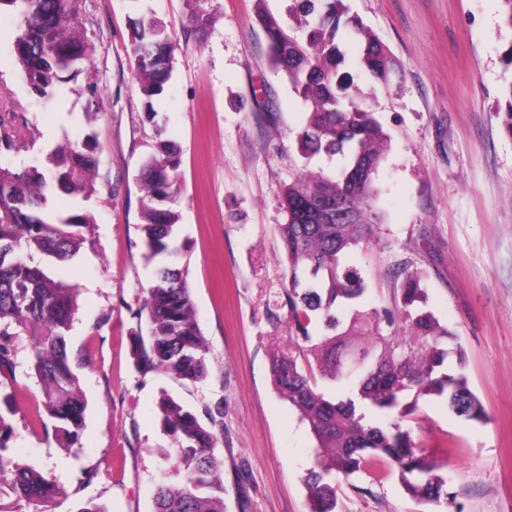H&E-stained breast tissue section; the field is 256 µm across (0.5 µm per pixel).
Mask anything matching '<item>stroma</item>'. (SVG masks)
Segmentation results:
<instances>
[{"instance_id": "obj_1", "label": "stroma", "mask_w": 512, "mask_h": 512, "mask_svg": "<svg viewBox=\"0 0 512 512\" xmlns=\"http://www.w3.org/2000/svg\"><path fill=\"white\" fill-rule=\"evenodd\" d=\"M292 0H204L203 33L189 0H148L179 46L172 76L148 122L127 54L132 0H85L93 65L63 97L42 99L22 80L13 53L17 25L0 13V105L25 114L33 148L0 153L12 169L51 167L63 139L93 137L101 158L96 193L77 200L94 222L88 241L59 276L76 286L70 331L86 401L81 444L61 447L32 416L41 390L27 369L20 334L12 391L15 459L50 480L37 501L0 490V512H153V491L169 479V437L161 393L194 409L224 404V512H311L304 482L316 442L283 398L272 357L288 343V273L278 226L279 188L310 168L335 173L341 157L304 161L294 140L305 122L301 98L271 64L258 12L288 21ZM351 14L394 54L399 71L382 85L355 73L364 104L387 136L376 176L382 230L352 262L373 301L389 298L392 270L421 272L428 307L458 337L465 374L489 419L452 414L443 399H420L409 417L415 444L445 454L450 499H412L388 468L337 477V512H512V138L498 107L512 67L501 0H348ZM94 79L105 110L85 114L81 90ZM181 149L176 264L187 272L197 322L208 344V374L180 383L136 364L131 337L161 256L141 226L139 172L155 130Z\"/></svg>"}]
</instances>
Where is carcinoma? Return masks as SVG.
I'll return each mask as SVG.
<instances>
[{
	"label": "carcinoma",
	"instance_id": "1",
	"mask_svg": "<svg viewBox=\"0 0 512 512\" xmlns=\"http://www.w3.org/2000/svg\"><path fill=\"white\" fill-rule=\"evenodd\" d=\"M18 19L13 48L29 89L44 98L63 93L90 70L93 48L83 22L84 0H0ZM295 25L284 27L274 15L260 12L275 69L301 97L305 123L296 136L306 159L341 155L343 167L333 176L306 172L280 188L286 221L279 233L288 269V347L272 361L274 383L300 414L317 440V461L305 477L312 512H336V475L369 470L386 462L399 474L414 499L439 503L448 498L442 464L420 450L411 430L399 421L380 426L368 419L396 412L410 416L424 396L445 399L448 409L468 420L487 413L461 372L464 352L448 327L425 309L426 289L418 273L402 263L392 299L366 308L370 288L349 265L352 250L379 229L373 217L378 192L375 178L385 135L370 112L352 94L340 36L363 40L359 66L373 81L386 84L397 67L385 46L349 13L346 0H293ZM177 41L153 14L130 21L127 52L145 117L154 121L153 99L170 79ZM86 116L104 112L96 82L82 89ZM500 111L512 136V81L504 87ZM14 112H0V150L27 149ZM53 168L17 171L0 166V377L15 380L16 326L32 339L29 370L41 386L40 424L50 423L64 448L80 444L86 403L78 387L69 349V332L77 310L75 288L55 270L88 242L93 223L87 212L52 213L55 194L88 198L96 192L100 158L92 137L64 140L51 151ZM180 151L167 139L140 173L141 219L145 242L154 256L174 253L179 215L166 207L174 194ZM345 200L351 217L338 221L333 207ZM41 263H33L34 256ZM149 343L135 346L138 365L159 368L179 381L196 382L208 372V347L195 317L183 269L163 266L146 289ZM321 323L314 338L309 327ZM349 385L354 396L343 399L319 385ZM162 423L177 461L178 481L160 484L154 512H224V458L218 451L224 404L202 412L163 396ZM16 412L11 394L0 395V479L20 498L39 500L51 490L44 475L11 458Z\"/></svg>",
	"mask_w": 512,
	"mask_h": 512
}]
</instances>
